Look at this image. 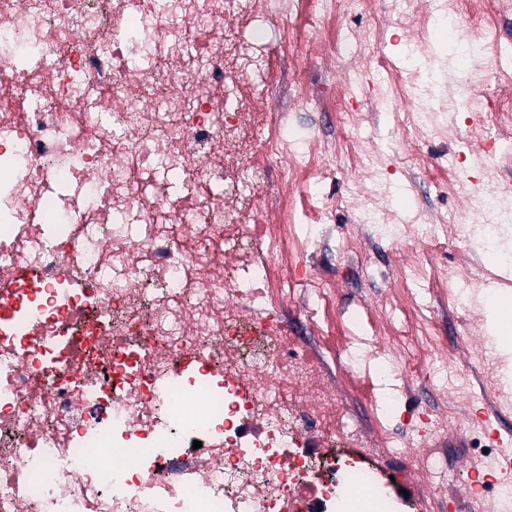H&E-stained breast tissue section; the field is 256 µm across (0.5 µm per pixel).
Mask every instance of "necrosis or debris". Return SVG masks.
Here are the masks:
<instances>
[{
    "instance_id": "obj_1",
    "label": "necrosis or debris",
    "mask_w": 512,
    "mask_h": 512,
    "mask_svg": "<svg viewBox=\"0 0 512 512\" xmlns=\"http://www.w3.org/2000/svg\"><path fill=\"white\" fill-rule=\"evenodd\" d=\"M297 0H0V512H398L384 477L400 467L416 512L444 499L436 444L448 424L462 455L496 458L474 404L512 402V381L474 390L494 366L482 341L462 363L432 338L359 328L332 369L321 346L294 342L288 318L316 326V274L332 224H306L295 196H326L337 154L340 197L357 226L337 238L362 254L382 239L410 251L403 298L417 310L426 270L464 313L478 305L474 244L512 226V102L487 111L486 48L512 0H387L392 23L416 14L408 69L372 100L398 115L402 142H474L481 181L453 180L434 210L389 203L381 146L352 153L356 99L384 30L372 0H307L339 19L331 43L294 42ZM462 27L465 75L434 78L436 38ZM287 51L303 104H336L347 140L300 130L269 81ZM322 53L318 83L302 61ZM273 206H264L266 196ZM443 234L460 267L425 264ZM375 377L382 411L429 395L414 433L357 424L337 373ZM459 412L448 419L449 404ZM201 448H194V441Z\"/></svg>"
}]
</instances>
